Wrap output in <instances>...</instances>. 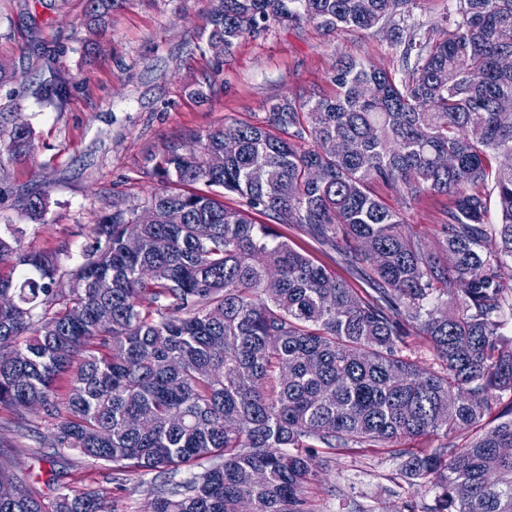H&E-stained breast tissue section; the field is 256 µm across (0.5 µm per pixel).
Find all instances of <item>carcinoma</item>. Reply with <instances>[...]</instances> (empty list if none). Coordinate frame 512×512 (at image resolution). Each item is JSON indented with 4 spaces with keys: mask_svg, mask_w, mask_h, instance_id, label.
<instances>
[{
    "mask_svg": "<svg viewBox=\"0 0 512 512\" xmlns=\"http://www.w3.org/2000/svg\"><path fill=\"white\" fill-rule=\"evenodd\" d=\"M421 0H218L206 45L217 55L285 22L390 29L396 75L336 62V94L272 104L265 123L193 135L147 162L165 187L128 248L138 208L112 202L60 292V250L0 236V410L42 438V495L0 451V512H117L56 470L69 451L117 473L157 474L149 512H311L317 449L384 448L412 484H432L424 512H512V0H451L444 38L397 23ZM120 0H86L88 33ZM52 71L39 95L61 94ZM238 151L224 154V141ZM310 141L305 148L302 143ZM34 150L29 126L0 130V152ZM265 179L251 178L254 169ZM203 183L206 189L183 186ZM395 196L391 206L377 188ZM444 196L432 244L408 213ZM498 221L487 222L490 196ZM238 199L230 207L224 198ZM44 193L25 211L48 213ZM269 217L270 223L256 216ZM302 232L360 273L354 288L291 246ZM277 277L272 293L269 275ZM428 344L437 367L405 354ZM67 377L61 399L57 382ZM497 423L482 425L491 405ZM465 439L457 450L406 447Z\"/></svg>",
    "mask_w": 512,
    "mask_h": 512,
    "instance_id": "cac0c4a2",
    "label": "carcinoma"
}]
</instances>
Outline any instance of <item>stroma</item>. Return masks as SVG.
Segmentation results:
<instances>
[{
  "label": "stroma",
  "mask_w": 512,
  "mask_h": 512,
  "mask_svg": "<svg viewBox=\"0 0 512 512\" xmlns=\"http://www.w3.org/2000/svg\"><path fill=\"white\" fill-rule=\"evenodd\" d=\"M216 0H123L112 21L86 47L84 0H0V127L23 122L34 150L0 154V235H17L26 250H63V267L82 262L90 227L111 213L113 198L144 206L160 183L147 157L192 133L221 125L260 124L267 107L287 96L324 91L338 56L400 72V51L386 31L328 33L313 22L245 36L226 55L206 50ZM68 81L62 100L36 98L50 67ZM31 192L48 195L43 222L21 205ZM0 444L17 474L44 489L46 465L36 443L0 411ZM81 491H111L120 512H147L143 476L110 471L76 456L62 460ZM309 486L313 512H403L408 499L432 504L430 487L411 486L401 462L379 448L323 454Z\"/></svg>",
  "instance_id": "1"
}]
</instances>
